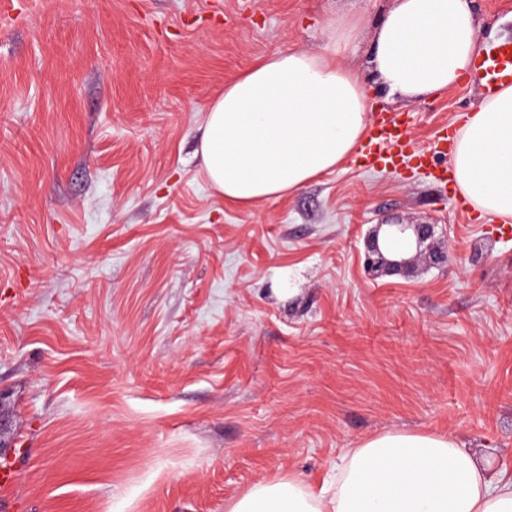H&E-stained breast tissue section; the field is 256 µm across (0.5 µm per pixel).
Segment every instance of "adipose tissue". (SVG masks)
<instances>
[{"label":"adipose tissue","instance_id":"1","mask_svg":"<svg viewBox=\"0 0 512 512\" xmlns=\"http://www.w3.org/2000/svg\"><path fill=\"white\" fill-rule=\"evenodd\" d=\"M476 8V0H394L363 72L338 59L359 35L345 16L327 21L322 51L255 63L207 109L200 154L212 187L236 204L282 197L358 150L375 90L415 98L462 83L479 52ZM450 162L479 213L512 217V86L481 99ZM329 488L262 481L228 512H512V475L451 436H374L343 454Z\"/></svg>","mask_w":512,"mask_h":512}]
</instances>
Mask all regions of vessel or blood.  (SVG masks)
<instances>
[{
	"instance_id": "obj_1",
	"label": "vessel or blood",
	"mask_w": 512,
	"mask_h": 512,
	"mask_svg": "<svg viewBox=\"0 0 512 512\" xmlns=\"http://www.w3.org/2000/svg\"><path fill=\"white\" fill-rule=\"evenodd\" d=\"M469 81L484 95L490 96L505 85H512V41L487 47L476 58L469 74ZM448 142L447 131H440L435 144L421 146L410 137L404 122L391 114L380 113L373 120L369 141L362 155L365 166L399 171L406 161L428 168L432 179L449 181L452 170L449 165L432 166V158L440 154Z\"/></svg>"
}]
</instances>
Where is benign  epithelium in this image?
<instances>
[{"label":"benign epithelium","mask_w":512,"mask_h":512,"mask_svg":"<svg viewBox=\"0 0 512 512\" xmlns=\"http://www.w3.org/2000/svg\"><path fill=\"white\" fill-rule=\"evenodd\" d=\"M395 235L411 237L413 255L406 257L387 249V239ZM364 247L367 270L374 276L410 272L421 261L432 267L448 261V246L437 238L433 224H405L398 219H386L369 229Z\"/></svg>","instance_id":"benign-epithelium-1"}]
</instances>
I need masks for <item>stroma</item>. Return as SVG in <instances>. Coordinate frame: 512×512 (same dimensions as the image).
<instances>
[{"mask_svg":"<svg viewBox=\"0 0 512 512\" xmlns=\"http://www.w3.org/2000/svg\"><path fill=\"white\" fill-rule=\"evenodd\" d=\"M23 3L0 26V512H227L394 431L512 471V223L356 155L250 205L202 167L227 81L320 51L339 14L365 65L391 0ZM477 22L512 40V0ZM481 96L371 106L427 145ZM393 215L437 224L447 265L368 280L362 236Z\"/></svg>","mask_w":512,"mask_h":512,"instance_id":"stroma-1","label":"stroma"}]
</instances>
